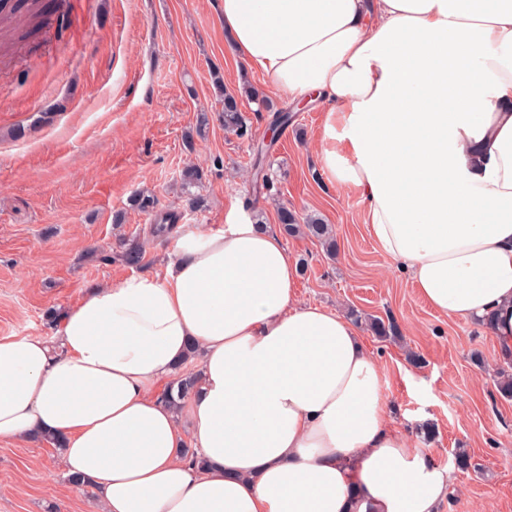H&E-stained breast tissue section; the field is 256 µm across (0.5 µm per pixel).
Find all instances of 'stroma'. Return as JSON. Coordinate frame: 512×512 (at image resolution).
<instances>
[{
	"mask_svg": "<svg viewBox=\"0 0 512 512\" xmlns=\"http://www.w3.org/2000/svg\"><path fill=\"white\" fill-rule=\"evenodd\" d=\"M46 2L40 30L0 55V336L53 338L47 312L65 310L84 288L137 269L163 273L180 238L225 223L234 207L277 228L275 204L287 203L336 233L332 257L312 238H285L289 258L305 265L300 299L400 328L399 343L364 328L360 340L379 365L395 424L415 436L423 424L435 428L428 448L450 487L439 512H512V400L497 390L496 342L433 311L378 248L359 196L339 190L318 161L322 110L285 107L264 77L238 67L218 0ZM217 76L240 96L251 139L219 121ZM246 84L272 111H258ZM202 110L210 128L186 149ZM276 110L288 111V125L271 126ZM266 141L255 168V147ZM190 164L205 171L199 210L180 193ZM266 176L272 189L262 186ZM142 190L158 198L156 211L130 208ZM168 213L178 216L173 231L154 234ZM125 240L143 243L140 267L119 260ZM458 448L469 449L472 470L456 469ZM59 454L48 444L0 441V512H96L95 489L72 486Z\"/></svg>",
	"mask_w": 512,
	"mask_h": 512,
	"instance_id": "1",
	"label": "stroma"
}]
</instances>
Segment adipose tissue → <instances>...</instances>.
Segmentation results:
<instances>
[{"label":"adipose tissue","mask_w":512,"mask_h":512,"mask_svg":"<svg viewBox=\"0 0 512 512\" xmlns=\"http://www.w3.org/2000/svg\"><path fill=\"white\" fill-rule=\"evenodd\" d=\"M220 4L244 66L322 105L319 162L378 247L512 356V0ZM192 350L198 388L169 405ZM36 436L100 512H437L448 494L354 324L300 300L282 237L241 210L178 240L164 275L84 291L54 340L0 336V441Z\"/></svg>","instance_id":"1"}]
</instances>
